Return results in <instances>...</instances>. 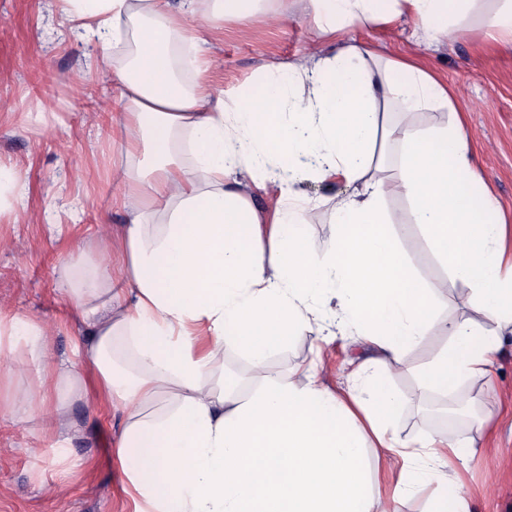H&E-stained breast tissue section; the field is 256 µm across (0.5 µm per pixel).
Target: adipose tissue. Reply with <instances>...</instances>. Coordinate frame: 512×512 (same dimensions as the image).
<instances>
[{
    "label": "adipose tissue",
    "mask_w": 512,
    "mask_h": 512,
    "mask_svg": "<svg viewBox=\"0 0 512 512\" xmlns=\"http://www.w3.org/2000/svg\"><path fill=\"white\" fill-rule=\"evenodd\" d=\"M58 2L81 39L112 50L137 163L125 175L128 221L108 232L105 254L59 267L82 331L75 355L14 392L12 420L39 422L65 464L80 433L67 400L120 402L116 458L133 512H392L423 489L425 512H470L457 466L473 442L445 432L408 440L398 429L407 399L390 379L409 372L405 357L429 336L442 294L411 265L384 200L409 199L412 222L481 315L445 325L449 342L422 370L421 393L448 396L485 378L512 335L506 226L477 183L462 127L393 125L400 171L371 174L379 107L449 108L454 94L417 57L368 66L371 49L345 29L406 16L438 40L473 0H310L331 54L273 67L232 99L213 93L202 69L184 80L176 51L191 29L280 20L268 0ZM183 132L190 166L174 148ZM301 168L363 184L337 199L335 243L322 254L306 249L305 210L289 203ZM248 181L276 205L259 209ZM329 304L339 334L374 351L341 392L322 381L318 360L284 376L269 367L318 329ZM51 336L42 321L0 312L17 374L44 358ZM228 347L245 373L212 384Z\"/></svg>",
    "instance_id": "adipose-tissue-1"
}]
</instances>
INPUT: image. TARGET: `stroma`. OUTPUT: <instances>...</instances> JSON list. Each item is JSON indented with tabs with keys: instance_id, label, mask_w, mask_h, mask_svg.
I'll return each mask as SVG.
<instances>
[{
	"instance_id": "obj_1",
	"label": "stroma",
	"mask_w": 512,
	"mask_h": 512,
	"mask_svg": "<svg viewBox=\"0 0 512 512\" xmlns=\"http://www.w3.org/2000/svg\"><path fill=\"white\" fill-rule=\"evenodd\" d=\"M501 6V0H475L464 30L429 46L417 44L414 23L406 17L355 26L348 36L374 51L371 67L418 52L448 81L455 93L453 109L413 114L408 121L419 128L462 122L475 174L512 227V43L498 40L483 24L485 15ZM271 7L286 9L287 24L275 26L259 17L245 29L228 21L197 33L214 92H240L255 86L266 68L329 51L316 35L309 0L284 5L273 0ZM68 27L55 0H0V100L9 104L0 111V162L14 165L28 187L22 203L0 210V238L9 243L0 251V310L54 329L46 358L26 375H17L9 360L0 358V512H129L130 507L126 477L111 451L121 432L122 406L70 404V419L86 432L73 440L66 468L43 433L14 423L6 405L17 387L36 381L55 359L71 356L80 339L62 292L60 263L83 244L87 258L101 256L105 225L126 221L120 197L131 160L116 123L124 109L122 86L111 51L86 47ZM296 189L316 206L308 247L326 251L333 230L329 199L354 194L361 186L306 176ZM385 208L403 223V245L421 277L447 289L438 328L407 354L410 372L394 378L411 396L399 417L401 434L412 439L445 427L473 439L477 453L459 470L473 512H512V338L504 341L487 378L463 384L445 400L433 394L415 397L417 369L448 343L443 323L476 321L480 315L462 303L467 284L451 278L422 228L410 222L408 199L391 192ZM370 355L365 342L325 343L308 334L274 355L271 366L284 373L319 357L326 383L336 388Z\"/></svg>"
}]
</instances>
